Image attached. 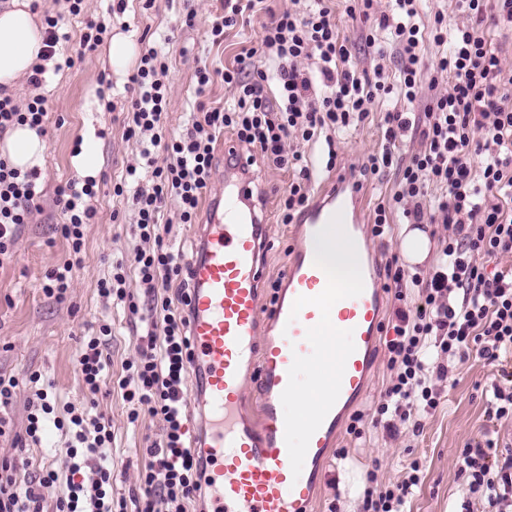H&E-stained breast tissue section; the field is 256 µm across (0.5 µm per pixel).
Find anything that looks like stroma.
<instances>
[{
  "mask_svg": "<svg viewBox=\"0 0 512 512\" xmlns=\"http://www.w3.org/2000/svg\"><path fill=\"white\" fill-rule=\"evenodd\" d=\"M144 9L143 0H85L80 15L68 14L65 0H40L38 16H65L70 35L69 54L73 67L47 70L41 87L19 78L11 89L18 104L33 96L47 98L49 122L45 135L46 152L38 168L44 188L41 208L23 225L13 246V256L0 263V373L20 378L9 409L11 434L0 437V460L14 455V437L23 433L29 389L22 380L26 374L40 373L48 384L50 398L59 404L77 406L85 402L76 357L83 336L109 324L112 336L109 353L112 373H120L123 363L136 351V325L123 306L99 296L97 284L112 272L118 260H130L141 241L133 234L135 215L126 199L113 196L112 186L124 180L131 166H142L141 145L127 138L131 94L128 90L135 65L115 73L106 46L80 53V37L87 20L104 22L109 35L123 34L132 41L146 39L168 56L165 79L169 87L168 128L180 134L195 112L196 71L203 64L221 68L231 65L243 49L254 45L262 35L269 11H305L309 0H262L244 23L228 30L222 45L212 44L209 27L222 14L224 0H152ZM192 15L193 22L176 27L177 17ZM381 112H372L356 129L336 138L339 168L363 166L369 155L384 144ZM94 139L100 157L96 177L98 193L93 201L96 216L84 230L82 262L73 271L72 287L64 302L48 298L40 288L45 272L64 257L67 244L55 231L63 217L54 204L57 185L76 181L72 159L83 139ZM266 197L268 234L271 241L264 270L266 282L281 280L295 242L291 225L281 223L277 202L292 175L267 166L254 158L250 167ZM496 368L480 362L469 363L454 384L445 386L440 406L426 415L422 432L410 425L400 427L397 438H388L382 428L364 422V435L354 439L341 433L338 445L347 457L330 452L321 484L309 512H362V492L369 471H376L379 482L396 481L403 464L420 459L421 482L409 496L406 512H458L471 495L457 472V457L466 445L484 440L488 432L499 435L500 443L512 442V421L490 422L484 391L497 378ZM99 411L112 420V464L118 476L112 487L113 498L129 497L139 490V472L145 464L143 450L159 439L163 424L159 419L141 417L129 423L127 406L120 393L99 398Z\"/></svg>",
  "mask_w": 512,
  "mask_h": 512,
  "instance_id": "35a3bbf8",
  "label": "stroma"
}]
</instances>
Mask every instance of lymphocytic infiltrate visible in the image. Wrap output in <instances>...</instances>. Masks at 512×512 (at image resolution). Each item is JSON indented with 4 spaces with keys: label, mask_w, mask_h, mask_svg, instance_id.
<instances>
[{
    "label": "lymphocytic infiltrate",
    "mask_w": 512,
    "mask_h": 512,
    "mask_svg": "<svg viewBox=\"0 0 512 512\" xmlns=\"http://www.w3.org/2000/svg\"><path fill=\"white\" fill-rule=\"evenodd\" d=\"M316 2L303 14H270L260 41L237 54L232 66L200 67L197 96H205L219 78L235 88L234 104L198 105L177 136L167 129L168 65L156 48L142 51L131 78L135 98L127 133L144 139L142 157L151 169V184L130 195L118 184L113 192L129 195L143 246L130 263L113 266L111 275L99 281L98 293L127 307L144 325L137 356L123 365L117 386L130 406L129 420L148 414L162 421L163 434L145 450L139 493L129 500L113 499L115 475L108 463L112 422L96 409L112 364V329L100 325L98 333L84 338L76 359L86 406L56 408L38 374L28 377L24 440L40 444L47 425H54L67 438V474L34 467L20 452L0 462V512H48L40 490L59 482L65 490L49 512H158L162 505L167 512H190L199 498L200 457L185 441V378L192 356L189 267L165 246L171 228L160 216L174 199L180 223H196L212 180L217 139L227 130L268 164L292 171L279 198L281 221L289 224L309 201L313 168L304 153L285 150V141L324 139L326 166L334 168V133L363 123L376 100L397 94L399 105L382 117L385 143L364 169L375 175L391 167L396 142L404 134L418 136L420 148L402 164L397 190L375 208L372 233L387 235L392 211L400 205L415 223L447 225L449 235L428 275L406 276L394 258L385 266L398 305L386 342L390 378L375 412L386 417L389 435H397L401 422L421 429V414L437 409L442 383L465 363L479 361L502 371L512 366V268L492 271L487 265L488 259L512 255V95L503 89L500 49L489 34L512 25V0H496L492 8L486 0H455L465 22L451 27L438 13L426 29L416 20L417 0H393L388 14L377 10V0H347V14L373 27L361 37L365 53L379 51L375 31L388 32L399 60L395 84L383 70L352 66L350 38L341 34L326 0ZM428 43L440 50L429 66L424 63ZM302 58L316 59V71L300 69ZM442 80L450 85L444 95L436 92ZM46 119L43 96L21 106L10 95H0V135L25 124L45 134ZM159 152L164 161H156ZM38 178L37 170L20 171L0 157V256L9 253L22 224L40 208ZM433 187L443 191L435 200L429 194ZM96 194L91 180L56 190L55 204L65 217L57 230L68 251L46 272L42 290L57 301L66 299L72 272L81 262L84 228L96 215ZM131 271L143 301L126 288ZM29 468L34 476L19 480L18 472ZM421 468L420 460H411L396 481L365 488L363 512H403L421 481ZM458 474L473 496L463 512L476 504L481 512H503L504 503L512 500V449L500 450L498 440L461 449Z\"/></svg>",
    "instance_id": "obj_1"
}]
</instances>
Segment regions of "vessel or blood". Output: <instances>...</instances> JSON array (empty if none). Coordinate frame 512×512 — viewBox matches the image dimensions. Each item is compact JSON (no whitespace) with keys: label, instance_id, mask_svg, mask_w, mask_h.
<instances>
[{"label":"vessel or blood","instance_id":"1","mask_svg":"<svg viewBox=\"0 0 512 512\" xmlns=\"http://www.w3.org/2000/svg\"><path fill=\"white\" fill-rule=\"evenodd\" d=\"M224 175L235 190L214 192L189 260L191 395L205 411L192 445L207 459L210 492L199 512H308L328 452L369 389L383 334L386 296L365 223L364 182L356 170L338 172L300 215L265 323L267 224L258 211H238L257 184L231 165ZM334 229L359 257L354 281L319 257V242ZM308 383L319 392L314 407L287 410ZM256 397L252 421L245 408Z\"/></svg>","mask_w":512,"mask_h":512}]
</instances>
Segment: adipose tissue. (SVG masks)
<instances>
[{"label": "adipose tissue", "mask_w": 512, "mask_h": 512, "mask_svg": "<svg viewBox=\"0 0 512 512\" xmlns=\"http://www.w3.org/2000/svg\"><path fill=\"white\" fill-rule=\"evenodd\" d=\"M31 0H12L0 11V86L8 88L30 73L42 48L44 27L30 10ZM46 150L44 139L29 126H16L0 143V156L26 171L40 165Z\"/></svg>", "instance_id": "adipose-tissue-1"}]
</instances>
